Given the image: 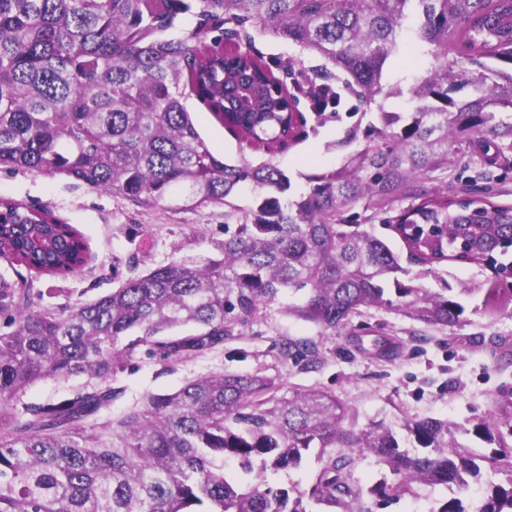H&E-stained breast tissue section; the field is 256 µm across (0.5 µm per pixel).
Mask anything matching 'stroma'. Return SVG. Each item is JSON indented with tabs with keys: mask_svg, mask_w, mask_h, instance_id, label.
Masks as SVG:
<instances>
[{
	"mask_svg": "<svg viewBox=\"0 0 512 512\" xmlns=\"http://www.w3.org/2000/svg\"><path fill=\"white\" fill-rule=\"evenodd\" d=\"M254 49L269 65L289 57L303 66L322 65L321 57L300 50L267 33L255 36ZM425 48L404 36L400 52L389 59L385 83H410L413 76L431 67ZM339 116L307 132L275 162L291 181L290 195L307 189L308 175L339 167L347 149L338 147L347 129L377 122L379 111L409 112L407 99L376 97L361 104L348 88H340ZM183 104L212 151L225 161L261 162L263 154L236 138L200 103L185 93ZM0 199L47 208L60 223L77 228L88 245L82 271L58 277L27 272L30 288L42 306L75 305L118 287L128 276L126 259L132 249L129 227L143 225L139 237L141 265L154 268L174 258H198L223 239L224 209L205 205L181 210L175 198L152 209L134 207L123 195L94 190L63 175L13 172L0 169ZM452 287L475 285L477 293L462 298L464 312L458 326L428 328L403 314L369 310L353 318L350 330L318 336L316 327L287 317L288 296H281L260 311V317L244 336L224 347L163 365L138 351L112 380L123 388L120 399L101 411L98 422L120 417L148 394L169 393L186 381L212 373L257 374L283 384L290 391L322 389L352 409L355 426L362 429L381 422L400 430L405 419H445L468 428L463 441L482 459V468L500 452L512 451V284L495 278L486 266L454 262L440 267L438 277L423 279L431 291L441 282ZM379 336L395 339L401 352L393 361L368 356L366 350ZM317 339L322 364L315 369L284 360L277 349L281 338ZM484 420L502 421V442L487 443L470 430ZM453 486L419 483L411 494L379 504L365 496L367 512H438L444 502L457 497Z\"/></svg>",
	"mask_w": 512,
	"mask_h": 512,
	"instance_id": "35a3bbf8",
	"label": "stroma"
}]
</instances>
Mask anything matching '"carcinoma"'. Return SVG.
Listing matches in <instances>:
<instances>
[{"label": "carcinoma", "mask_w": 512, "mask_h": 512, "mask_svg": "<svg viewBox=\"0 0 512 512\" xmlns=\"http://www.w3.org/2000/svg\"><path fill=\"white\" fill-rule=\"evenodd\" d=\"M186 13L196 28L167 37ZM247 23L335 70L296 71L290 58L277 76L242 49L253 40L241 33ZM404 29L435 65L406 90L387 88L383 67ZM242 70L263 90L277 87L270 104L249 113L225 104L224 86ZM337 72L369 102L406 93L415 106L351 127L337 146L362 131L364 147L308 176L297 200L273 160L219 159L181 102L185 78L225 128L274 155L292 132L286 79L322 126L337 113L322 111L316 92ZM460 86L471 93L457 101ZM0 168L64 174L143 209L176 188L183 210L224 206L213 254L142 272L135 248L126 281L75 308L35 306L22 274H0V512H367L352 476L366 452L389 471L368 489L384 499L417 483L466 491L481 479L448 420L406 422L407 447L381 423L345 426L332 394L281 396L259 375L199 377L112 421L90 420L122 395L112 376L140 348L167 362L214 350L245 335L285 291L303 292L287 313L320 336L369 309L458 325L463 305L416 282L444 263L486 264L512 248V206L493 201L497 171L512 170V0H0ZM446 173L460 184L452 197L436 185ZM245 183L259 190L249 209L235 203ZM1 208L12 228L0 232V256L48 276L84 267L88 246L73 226L45 209ZM377 224L400 238L415 274ZM189 324L194 333L167 335ZM278 347L307 369L322 363L313 339L285 337ZM398 354L396 342L376 343V359ZM83 376L96 385L15 405L39 381ZM312 448L320 468L308 489L268 481L299 468ZM227 458L239 465L235 477L224 472ZM498 469L507 483H490L476 510L455 497L438 512H512V460Z\"/></svg>", "instance_id": "carcinoma-1"}]
</instances>
